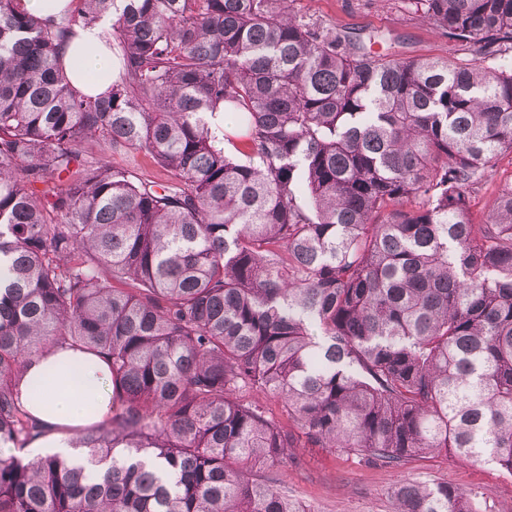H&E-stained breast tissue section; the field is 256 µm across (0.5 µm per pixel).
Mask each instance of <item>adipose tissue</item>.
Here are the masks:
<instances>
[{"label": "adipose tissue", "instance_id": "obj_1", "mask_svg": "<svg viewBox=\"0 0 512 512\" xmlns=\"http://www.w3.org/2000/svg\"><path fill=\"white\" fill-rule=\"evenodd\" d=\"M65 57L77 61L72 85L83 94H100L109 87L112 54L106 46L102 28H81L68 43ZM27 380L43 381L48 388L44 405L31 413L47 424L46 435L33 440L36 448L71 458L75 455L70 439L75 430L87 428L110 418L112 391L107 366L89 360L70 348H51L34 356L25 374Z\"/></svg>", "mask_w": 512, "mask_h": 512}]
</instances>
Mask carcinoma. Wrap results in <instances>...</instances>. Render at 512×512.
Segmentation results:
<instances>
[{
    "label": "carcinoma",
    "mask_w": 512,
    "mask_h": 512,
    "mask_svg": "<svg viewBox=\"0 0 512 512\" xmlns=\"http://www.w3.org/2000/svg\"><path fill=\"white\" fill-rule=\"evenodd\" d=\"M21 2L0 0V446L46 432L21 383L47 347L108 365L112 416L81 464L0 456V512H293L255 469L302 444L512 474V182L470 208L512 153V0H402L468 60L373 53L288 0ZM101 22L117 73L79 95L64 51ZM141 151L160 179L105 159ZM391 496L477 512L446 482ZM512 179L511 155H503L491 172L488 180L471 195V211L476 223L483 219L498 186Z\"/></svg>",
    "instance_id": "carcinoma-1"
}]
</instances>
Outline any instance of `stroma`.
Segmentation results:
<instances>
[{
	"label": "stroma",
	"mask_w": 512,
	"mask_h": 512,
	"mask_svg": "<svg viewBox=\"0 0 512 512\" xmlns=\"http://www.w3.org/2000/svg\"><path fill=\"white\" fill-rule=\"evenodd\" d=\"M306 20L361 35L383 34L373 51L399 58H472L468 46L448 41L408 14L400 0H298ZM262 478L277 479L290 498L313 512H393L392 487L401 481L446 482L479 492L485 512H512V473L492 462H463L440 451L411 460L402 470L383 467L362 455L326 448L297 449L294 459L264 468Z\"/></svg>",
	"instance_id": "obj_1"
}]
</instances>
